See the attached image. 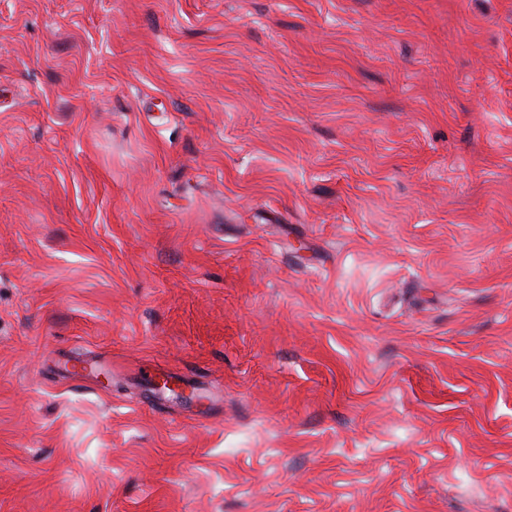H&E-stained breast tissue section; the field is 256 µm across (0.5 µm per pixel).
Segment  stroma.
<instances>
[{"label": "stroma", "instance_id": "stroma-1", "mask_svg": "<svg viewBox=\"0 0 512 512\" xmlns=\"http://www.w3.org/2000/svg\"><path fill=\"white\" fill-rule=\"evenodd\" d=\"M0 512H512V0H0Z\"/></svg>", "mask_w": 512, "mask_h": 512}]
</instances>
